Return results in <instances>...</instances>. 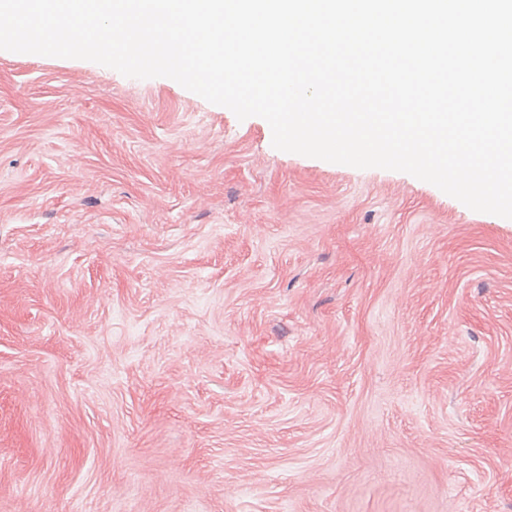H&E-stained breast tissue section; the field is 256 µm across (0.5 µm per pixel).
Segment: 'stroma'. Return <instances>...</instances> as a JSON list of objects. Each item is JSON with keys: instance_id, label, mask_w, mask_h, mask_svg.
<instances>
[{"instance_id": "obj_1", "label": "stroma", "mask_w": 512, "mask_h": 512, "mask_svg": "<svg viewBox=\"0 0 512 512\" xmlns=\"http://www.w3.org/2000/svg\"><path fill=\"white\" fill-rule=\"evenodd\" d=\"M0 512H512V219L0 50Z\"/></svg>"}]
</instances>
